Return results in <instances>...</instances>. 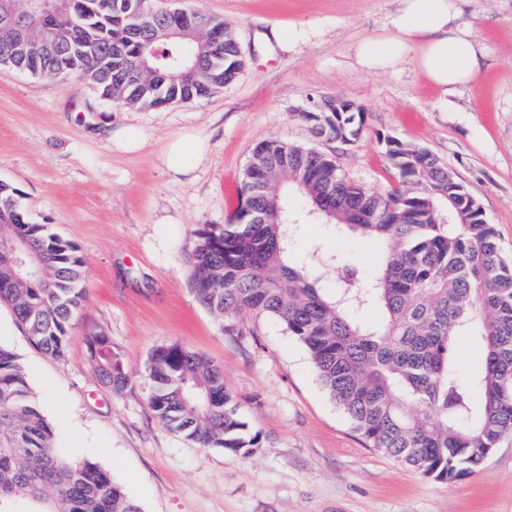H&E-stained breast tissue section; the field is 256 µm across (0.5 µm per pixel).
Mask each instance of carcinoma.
I'll return each mask as SVG.
<instances>
[{"label":"carcinoma","mask_w":512,"mask_h":512,"mask_svg":"<svg viewBox=\"0 0 512 512\" xmlns=\"http://www.w3.org/2000/svg\"><path fill=\"white\" fill-rule=\"evenodd\" d=\"M29 43L0 36V66L46 79L76 78L117 103L165 107L205 98L234 81L243 57L229 22L198 11L141 10L143 0H74L65 13L9 0ZM316 139L352 143L362 112L336 111L327 96L298 113ZM398 187L367 191L333 158L283 140L258 144L240 208L227 224H202L189 256L198 302L228 335L239 315L278 320L307 350L318 378L371 447L425 476L453 481L474 472L512 431V260L497 231L430 151L385 140ZM318 224L388 246L373 274L291 260L288 196ZM19 190L0 183V250L25 241L22 260L43 268L27 288L15 263L0 264V301L32 343L61 357L86 294L73 246L31 221ZM336 277L335 287L324 282ZM378 313L366 322L362 312ZM464 336L484 347L482 372L458 379L452 349ZM100 378L129 381L103 334L88 336ZM144 380L154 417L200 448L248 455L261 447L222 371L191 348L170 343L148 356ZM0 512H141L111 474L56 445L29 374L0 344Z\"/></svg>","instance_id":"cac0c4a2"}]
</instances>
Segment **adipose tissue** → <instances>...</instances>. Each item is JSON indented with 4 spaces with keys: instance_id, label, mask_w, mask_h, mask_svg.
Here are the masks:
<instances>
[{
    "instance_id": "adipose-tissue-1",
    "label": "adipose tissue",
    "mask_w": 512,
    "mask_h": 512,
    "mask_svg": "<svg viewBox=\"0 0 512 512\" xmlns=\"http://www.w3.org/2000/svg\"><path fill=\"white\" fill-rule=\"evenodd\" d=\"M459 16L456 0H400L387 32L356 45V62L367 70H388L412 54L420 71L442 93L454 92L480 69L472 34ZM209 149L207 134L185 129L169 138L159 160L175 176L188 178Z\"/></svg>"
}]
</instances>
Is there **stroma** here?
Masks as SVG:
<instances>
[{
  "label": "stroma",
  "mask_w": 512,
  "mask_h": 512,
  "mask_svg": "<svg viewBox=\"0 0 512 512\" xmlns=\"http://www.w3.org/2000/svg\"><path fill=\"white\" fill-rule=\"evenodd\" d=\"M231 22L244 55L236 79L209 97L159 109L103 98L76 80H47L0 66V182L20 192L33 222L72 243L84 263L86 298L65 356L36 348L11 306L0 303V344L29 372L58 448L108 470L142 512H512V433L479 469L448 482L372 448L322 387L303 346L275 319L244 313L228 336L192 289L187 255L201 224L239 207L253 150L279 139L335 157L367 190L398 179L385 157L395 137L448 166L495 224L512 255V0H461V21L483 50L474 79L442 95L414 58L393 72L368 71L356 42L383 34L397 0H149ZM296 26L294 45L274 30ZM340 95L360 107V137L314 139L297 117L308 98ZM135 124L149 136L136 154L112 151L103 123ZM210 136L193 179L160 163L168 137ZM296 262L337 254L372 269L375 243L297 220ZM103 332L129 376L119 391L90 359ZM178 342L221 367L224 385L263 444L248 457L201 448L152 414L142 381L157 346Z\"/></svg>",
  "instance_id": "35a3bbf8"
}]
</instances>
